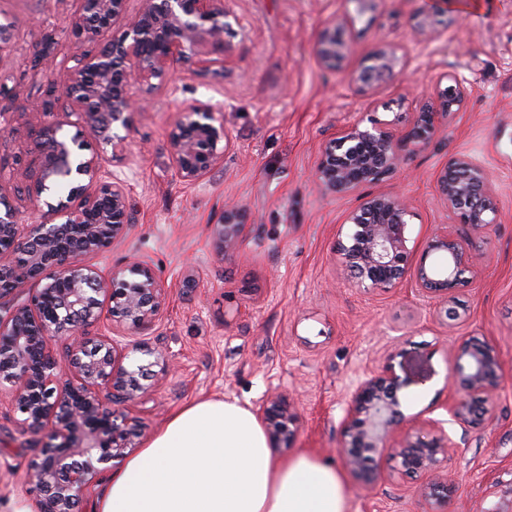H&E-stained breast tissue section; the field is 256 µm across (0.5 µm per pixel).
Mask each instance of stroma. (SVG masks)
Listing matches in <instances>:
<instances>
[{"instance_id":"stroma-1","label":"stroma","mask_w":512,"mask_h":512,"mask_svg":"<svg viewBox=\"0 0 512 512\" xmlns=\"http://www.w3.org/2000/svg\"><path fill=\"white\" fill-rule=\"evenodd\" d=\"M77 0H0V24L13 22L10 54L0 57L7 95L0 97V174L32 166L30 117L55 72L31 69L32 44L64 33ZM237 21L225 35L223 63L210 72L181 65L172 82L143 89L153 107L138 114L124 150L105 171L128 184L132 222L89 262L103 270L138 260L165 282L155 320L117 327L148 370V393L131 403L142 424L131 439L140 449L173 414L197 399L238 401L246 408L272 394L293 399L301 417L284 461L305 453L338 463L342 421L356 381L386 363L415 359L423 378L400 394L406 416L441 422L453 442L434 472L402 473L386 456L370 484L346 475L349 512H512V0H460V21L438 16L437 39L415 45L411 17L434 12V0H227ZM351 16L342 33L351 51L341 67L316 52L323 26ZM395 50L393 81L358 91L354 78L375 51ZM456 76L466 89L460 111L440 118L433 137L408 155L373 193L406 200L411 260L446 230L472 243L479 264L456 290L457 319L445 304L420 297L412 279L387 292L357 287L335 259L345 217L356 200L328 192L316 179L331 138L371 120L404 134L421 97L436 98ZM223 104L228 135L222 163L193 182L176 173L168 136L184 106ZM464 157L493 177L496 221L475 230L456 222L437 197L435 180L450 159ZM246 225L234 253L214 234L226 206ZM493 343L503 382L492 411L477 425L451 420L449 342ZM12 387L0 385V512L37 497L24 475L37 437L11 409ZM443 479L446 498L425 497L423 484Z\"/></svg>"}]
</instances>
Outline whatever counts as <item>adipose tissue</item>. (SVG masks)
<instances>
[{"instance_id": "adipose-tissue-1", "label": "adipose tissue", "mask_w": 512, "mask_h": 512, "mask_svg": "<svg viewBox=\"0 0 512 512\" xmlns=\"http://www.w3.org/2000/svg\"><path fill=\"white\" fill-rule=\"evenodd\" d=\"M340 469L281 461L236 402L183 406L144 448L114 462L94 512H348Z\"/></svg>"}]
</instances>
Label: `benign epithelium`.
I'll use <instances>...</instances> for the list:
<instances>
[{
    "mask_svg": "<svg viewBox=\"0 0 512 512\" xmlns=\"http://www.w3.org/2000/svg\"><path fill=\"white\" fill-rule=\"evenodd\" d=\"M128 0H79L68 19L67 37L78 50L58 57L45 38L32 46L34 69H55L63 79L50 84L31 103L35 126L34 171L19 168L13 179L26 185L33 208L46 207L40 218L24 219L11 203L0 206V382L13 387L11 409L22 416L26 430L42 435L25 480L40 491L36 512H74L88 476L105 471L126 454L135 417L115 408L140 398L136 380L144 366L129 361L126 348L104 334L91 337L88 328L106 315L117 325L138 329L152 322L163 304L167 286L141 264L104 272L88 258L107 248L130 224L127 185L103 179L105 161L99 152L86 155L91 135L112 151L123 148L134 116L147 108L133 84L148 87L166 80L182 62L207 71L212 59L200 52L208 44L224 48L231 27L225 0H139L134 17L120 35L104 33L123 18ZM343 22L332 21L320 33L317 52L335 68L350 53L337 35ZM436 32L432 15L413 17L411 33L418 42ZM355 78L360 90L387 82L400 60L393 50H379ZM465 89L459 81L439 97L438 107L423 105L408 134L398 136L386 124L354 127L339 133L324 148L316 168L330 192L350 195L391 175L407 154L425 144L435 131V118L461 107ZM62 111V118L46 117ZM218 102L198 101L181 110L169 133V150L180 178L195 181L224 159V125L216 122ZM74 127L69 136L64 127ZM436 191L461 224L479 229L495 220L488 170L471 160L449 161L436 178ZM413 213L402 199L369 195L348 212L345 238L336 255L358 286L386 292L410 277L427 299L449 301L461 285L460 272L479 257L467 244L444 231L428 241L419 262L409 263L407 227ZM245 224L235 207L224 210L215 225L224 252L236 250ZM439 254L441 265H426ZM36 282L29 303L14 307L10 297ZM108 309H103V304ZM62 340L66 359L54 355L52 343ZM452 385L462 391L448 413L459 424L486 416V403L501 379L496 347L490 343H457L452 348ZM402 377L387 365L353 387L343 422L340 457L350 472L368 477L367 463L391 449L409 474L434 469L448 455L451 442L438 422L426 431L404 428L400 392L409 376L422 374L410 361ZM270 439L289 446L300 417L294 403L275 395L253 409Z\"/></svg>",
    "mask_w": 512,
    "mask_h": 512,
    "instance_id": "benign-epithelium-1",
    "label": "benign epithelium"
}]
</instances>
